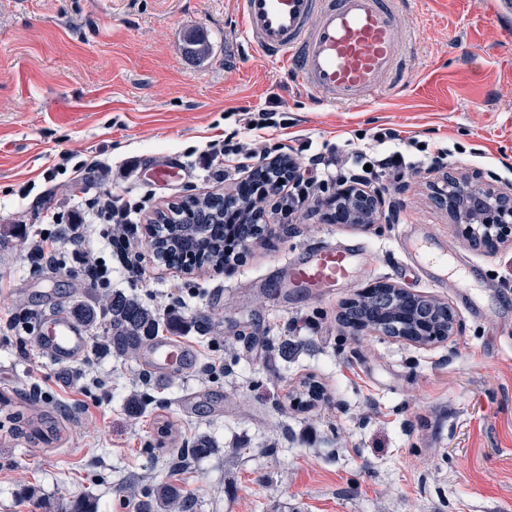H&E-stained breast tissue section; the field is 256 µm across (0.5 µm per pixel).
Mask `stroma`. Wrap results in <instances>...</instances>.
I'll use <instances>...</instances> for the list:
<instances>
[{"instance_id":"obj_1","label":"stroma","mask_w":512,"mask_h":512,"mask_svg":"<svg viewBox=\"0 0 512 512\" xmlns=\"http://www.w3.org/2000/svg\"><path fill=\"white\" fill-rule=\"evenodd\" d=\"M414 0L400 15L415 69L401 88L361 107L318 103L261 52L242 49L237 0H0V398L12 410L55 420L48 441L0 422V512H65L89 495L96 512H137L171 483L193 512H512V310L479 317L421 279L397 248L403 227L422 224L484 270L512 299V245L470 247L432 199L437 171L409 176L387 194L395 220L358 228L311 206L292 223L267 199L260 242L224 266L185 272L159 263L148 222L171 203L236 186L206 168L214 143L233 135L254 151L281 146L296 161L361 147L375 127H393L447 148L444 168L512 184V0ZM203 54L186 52L188 36ZM74 118L54 120L59 101ZM272 108L269 128L249 129ZM111 166L75 183L80 161ZM177 160L181 176L157 184L147 164ZM140 211L122 244L93 227L82 250L107 272L91 283L60 244L57 266L29 252L56 237L50 213L85 206L104 192ZM356 240L370 270L314 300L272 284L285 260L322 242ZM391 283L448 304L447 341L418 346L338 319L343 302ZM137 296L187 323L174 338L191 349L187 371L158 380L141 362L102 352L105 324L88 329L75 363L61 367L38 339L52 311L105 290ZM306 341L286 361L283 341ZM325 396L294 397L306 380ZM145 401L130 416V394ZM200 435L217 453L175 471L168 459Z\"/></svg>"}]
</instances>
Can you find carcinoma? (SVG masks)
<instances>
[{"instance_id":"1","label":"carcinoma","mask_w":512,"mask_h":512,"mask_svg":"<svg viewBox=\"0 0 512 512\" xmlns=\"http://www.w3.org/2000/svg\"><path fill=\"white\" fill-rule=\"evenodd\" d=\"M264 210L260 200L241 192H229L226 196H190L175 206L170 215L161 216L152 237L151 247L156 257L170 265L179 263L185 254H193L200 263H224V225L228 222L239 224L243 237H258ZM408 307L423 317L434 330L448 328V315L441 302L421 296L403 297L392 295H360L351 305L344 307L342 321L357 328V323L378 324L384 328L397 329L403 333L414 330L411 322H397L393 312ZM75 321L82 326H93L100 318H109L111 336L106 348L125 359H136L142 346L158 336L161 325L171 331L184 326L182 317L172 312L162 318L156 311L144 305L137 297L123 291H111L105 302H79L72 310ZM33 439L51 433L55 424L51 417L42 412L35 413L28 420ZM218 452L215 441L202 435L194 439L191 446L183 449L180 456L172 459L171 467L181 469L189 458H202ZM167 512H193L194 502L181 495L173 485H161L156 490L155 502H141L138 512H153L154 508Z\"/></svg>"}]
</instances>
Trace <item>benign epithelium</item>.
Returning a JSON list of instances; mask_svg holds the SVG:
<instances>
[{
    "mask_svg": "<svg viewBox=\"0 0 512 512\" xmlns=\"http://www.w3.org/2000/svg\"><path fill=\"white\" fill-rule=\"evenodd\" d=\"M432 192L438 205L453 218L459 236L471 246L492 250L512 237V193L495 188L483 174L458 178L448 173L442 185L432 186ZM325 207L331 223L366 228L382 212V197L375 190L347 182ZM453 325L454 321L448 322L445 334L422 325L401 340L421 345L444 341L452 335Z\"/></svg>",
    "mask_w": 512,
    "mask_h": 512,
    "instance_id": "obj_1",
    "label": "benign epithelium"
}]
</instances>
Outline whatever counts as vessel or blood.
Segmentation results:
<instances>
[{
    "mask_svg": "<svg viewBox=\"0 0 512 512\" xmlns=\"http://www.w3.org/2000/svg\"><path fill=\"white\" fill-rule=\"evenodd\" d=\"M409 5L410 0H239L241 36L321 103L356 106L392 89L396 77L411 68L413 52L398 19ZM399 249L429 283L466 292L479 282L474 265L433 238L405 233ZM367 267L361 246L327 244L299 254L287 268L288 282L322 296L351 284ZM40 340L59 362L76 359L87 344L82 328L63 314L45 321ZM186 362L180 342L162 339L153 344L148 366L162 373L183 369Z\"/></svg>",
    "mask_w": 512,
    "mask_h": 512,
    "instance_id": "vessel-or-blood-1",
    "label": "vessel or blood"
}]
</instances>
